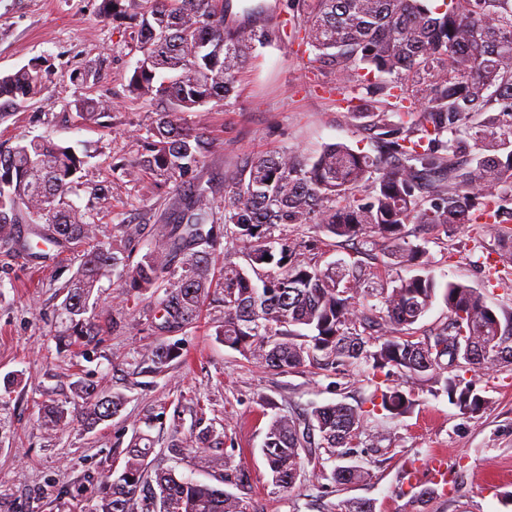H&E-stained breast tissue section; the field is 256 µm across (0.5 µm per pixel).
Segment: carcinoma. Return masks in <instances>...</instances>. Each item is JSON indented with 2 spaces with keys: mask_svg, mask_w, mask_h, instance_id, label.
<instances>
[{
  "mask_svg": "<svg viewBox=\"0 0 512 512\" xmlns=\"http://www.w3.org/2000/svg\"><path fill=\"white\" fill-rule=\"evenodd\" d=\"M292 3L296 33L312 48L313 68L333 72L345 84L359 82L363 72L389 76L367 85L359 99L342 98L347 111L371 118L383 151L371 156L332 144L313 160L296 150L258 155L232 174L217 200L194 178L207 141L184 114L234 91L238 74L255 58L260 35L251 26L226 22L221 0H100L101 17L136 23L142 58L128 90L163 105L138 166L173 185L170 209L177 215L156 224L154 245L124 281L122 298H137L176 266L179 277L158 303L155 328L191 325L209 294L212 251L224 242L239 243L245 264L224 262L219 336L225 346L280 373L305 366L318 352L336 366L363 360L374 379L393 370L412 386H378L380 394L372 397H380L381 408L394 416L413 407L415 383L438 386L461 411L478 413L488 401L461 375L446 372L481 373L512 363V311L499 313L477 289L440 283L429 273L401 278L379 292L380 304L361 307L358 298L368 290L361 287L360 272L320 267L304 253L314 244L292 243L281 231L290 224H319L347 241L382 239L392 244L398 265H415L422 254L405 241L406 224H497L502 231V202L512 192V0ZM51 76L39 61L0 74V123L39 98ZM72 78L100 79L96 61ZM76 108L84 120L108 113L110 105L92 99ZM409 115L417 120L408 125ZM87 159L50 140L0 147V248L32 254L40 246H66L80 253L59 308L60 336L68 346L95 336L88 315L93 290L126 266L125 247L105 246L90 210L68 200ZM369 180V194L356 196ZM19 224L35 225L37 241L20 236ZM439 298L449 321L433 341L414 340L415 326ZM178 357L165 344L147 353L155 374ZM72 388L83 400L77 415L87 427L123 408L122 394L83 380ZM71 413L64 404H50L43 421L54 427ZM362 426L363 411L343 402L316 406L303 419L272 417L262 446L272 484L292 487L302 456L312 455L314 434L320 447L333 455L340 448L345 457ZM147 437L140 431L127 447L114 449L112 468L80 512H250L249 474L230 456L210 452L224 445L223 437L210 430L177 437L171 451L194 455L200 467L217 473V481L235 486L236 494L151 466L153 448L142 444ZM368 477L355 464L332 473L338 485Z\"/></svg>",
  "mask_w": 512,
  "mask_h": 512,
  "instance_id": "obj_1",
  "label": "carcinoma"
}]
</instances>
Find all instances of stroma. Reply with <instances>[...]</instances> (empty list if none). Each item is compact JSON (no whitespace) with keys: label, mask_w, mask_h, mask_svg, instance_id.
Masks as SVG:
<instances>
[{"label":"stroma","mask_w":512,"mask_h":512,"mask_svg":"<svg viewBox=\"0 0 512 512\" xmlns=\"http://www.w3.org/2000/svg\"><path fill=\"white\" fill-rule=\"evenodd\" d=\"M265 2L279 22L255 63L240 73L235 93L187 116L206 127L211 148L196 177L217 199L232 172L260 153L298 149L312 156L337 143L373 156L380 151L366 119L347 111L335 75L312 69L310 47L293 42L290 0ZM98 5L0 0V73L35 58L53 73L48 91L0 124V143L41 136L90 152L69 199L90 206L101 240L131 237L137 262L153 246L154 221L167 212L170 197L161 179L136 164L159 107L129 93L141 57L134 30L128 21L100 17ZM94 59L102 66L100 80L74 82L73 72ZM83 98L110 100L108 117L78 119L74 103ZM288 237L320 240V265L362 266L368 289L430 273L478 289L493 309H512V241L498 238L491 224L406 225V242L423 251L417 269L390 264L389 245L381 240L337 241L316 224L289 225ZM78 264L66 247L40 258L0 250V512H74L88 502L98 474L111 467L114 449L128 446L140 418L154 407L165 414L149 431L152 463L214 483L192 456L172 454L167 446L176 432L223 434L225 451L251 475L253 512H341L346 501L359 499L372 502L374 512H512V365L473 376L488 401L482 412L462 413L446 393L419 386L411 412L394 417L372 406L366 363L282 374L225 347L216 337L224 322L220 289H211L198 323L154 331L157 301L175 282L170 275L131 306L120 298L123 278L102 279L94 291L97 336L63 349L56 338L60 288ZM160 343L178 347L179 358L161 375L134 374V364ZM75 373L122 393L123 409L92 429L77 421L43 427L42 404L73 402ZM334 402L364 412L357 462L369 479L334 485L332 471L341 460L318 448L292 488L274 487L262 454L270 419Z\"/></svg>","instance_id":"1"}]
</instances>
